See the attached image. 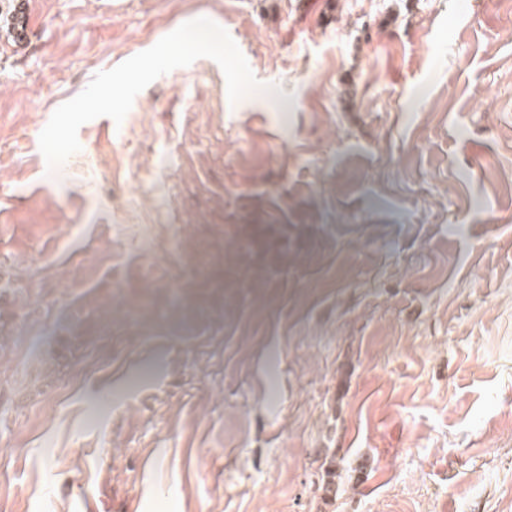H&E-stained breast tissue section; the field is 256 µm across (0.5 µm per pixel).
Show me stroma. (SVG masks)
Listing matches in <instances>:
<instances>
[{"instance_id": "1", "label": "stroma", "mask_w": 512, "mask_h": 512, "mask_svg": "<svg viewBox=\"0 0 512 512\" xmlns=\"http://www.w3.org/2000/svg\"><path fill=\"white\" fill-rule=\"evenodd\" d=\"M35 2L0 52V512H512V8ZM199 17L287 111L201 57L48 171L54 110Z\"/></svg>"}]
</instances>
